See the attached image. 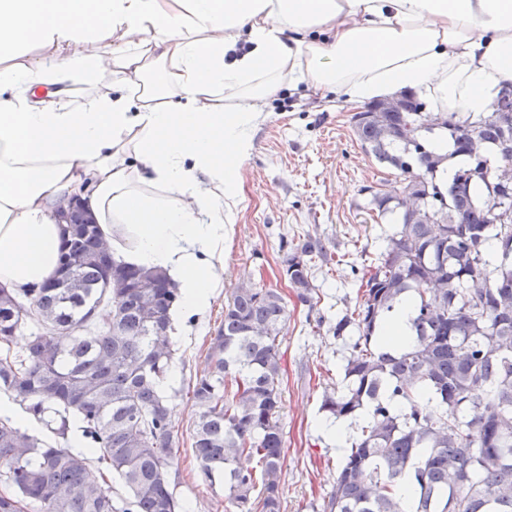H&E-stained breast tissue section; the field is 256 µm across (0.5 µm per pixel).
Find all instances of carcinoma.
Segmentation results:
<instances>
[{
  "label": "carcinoma",
  "instance_id": "1",
  "mask_svg": "<svg viewBox=\"0 0 512 512\" xmlns=\"http://www.w3.org/2000/svg\"><path fill=\"white\" fill-rule=\"evenodd\" d=\"M425 108L404 95L351 117L364 152L397 171L402 189L373 196L397 227L361 277V304L333 327L336 337L352 327L357 338L348 384L323 409L336 420L369 418L324 512H405L407 482L411 512H512V94L498 93L475 120ZM441 136L444 155L435 148ZM83 219L70 215L51 287L0 288V392L53 434L45 440L0 418V512L33 502L42 512H116L110 473L128 492L124 512H180L163 385L175 354L169 311L181 295L164 272L115 257ZM315 258L327 250L309 237L283 268L302 304L314 300ZM408 299V335H383ZM287 318L277 290L239 283L192 385L202 481L224 478L235 512H281L278 336ZM28 323L38 333L15 352ZM75 424L81 450L69 445ZM242 455L257 458L259 472L240 468Z\"/></svg>",
  "mask_w": 512,
  "mask_h": 512
}]
</instances>
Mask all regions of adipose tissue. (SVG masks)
<instances>
[{
	"instance_id": "adipose-tissue-1",
	"label": "adipose tissue",
	"mask_w": 512,
	"mask_h": 512,
	"mask_svg": "<svg viewBox=\"0 0 512 512\" xmlns=\"http://www.w3.org/2000/svg\"><path fill=\"white\" fill-rule=\"evenodd\" d=\"M510 81L512 0H0V285L56 275L54 210L75 197L177 285L179 328L223 284L237 172L283 84L422 90L477 119Z\"/></svg>"
}]
</instances>
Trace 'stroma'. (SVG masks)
I'll list each match as a JSON object with an SVG mask.
<instances>
[{"label":"stroma","mask_w":512,"mask_h":512,"mask_svg":"<svg viewBox=\"0 0 512 512\" xmlns=\"http://www.w3.org/2000/svg\"><path fill=\"white\" fill-rule=\"evenodd\" d=\"M354 102L336 94L325 98L283 88L254 133L241 167L240 201L224 252V286L202 317L186 319L175 337L176 355L165 387L173 406L172 486L183 512H234L223 485L201 480L191 448L196 408L189 387L206 361L211 336L224 318L235 286L252 279L276 289L288 306L279 336L282 356L280 422L285 459L281 474L282 512H323L344 452L318 427L327 418L325 396L344 386V340L330 328L361 301L362 269L383 247L392 215H379L373 193L397 194L395 170L364 153L350 118ZM319 238L328 257L315 261L312 305L297 301L282 275L292 248Z\"/></svg>","instance_id":"1"}]
</instances>
